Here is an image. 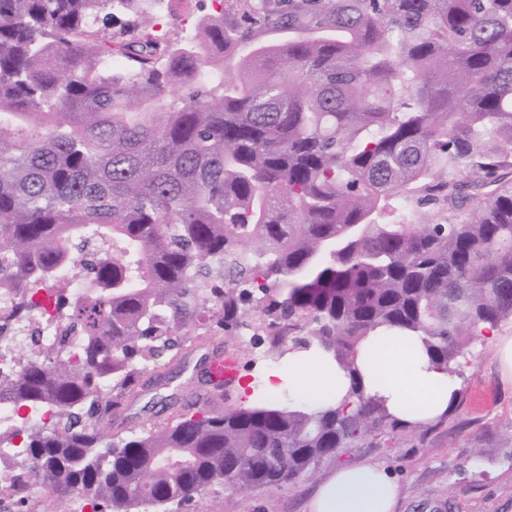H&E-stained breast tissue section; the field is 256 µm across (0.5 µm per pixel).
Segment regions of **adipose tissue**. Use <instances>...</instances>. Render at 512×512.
Returning a JSON list of instances; mask_svg holds the SVG:
<instances>
[{
    "label": "adipose tissue",
    "instance_id": "ef3b65f1",
    "mask_svg": "<svg viewBox=\"0 0 512 512\" xmlns=\"http://www.w3.org/2000/svg\"><path fill=\"white\" fill-rule=\"evenodd\" d=\"M357 364L367 393L381 400L404 423H427L448 414L460 390L456 376L431 363L422 340L398 329H384L360 345ZM274 391L286 386L296 399L317 405L339 402L349 379L337 360L313 348L292 351L282 368L264 374ZM400 498L397 477L374 462L336 469L316 489L308 512H396Z\"/></svg>",
    "mask_w": 512,
    "mask_h": 512
}]
</instances>
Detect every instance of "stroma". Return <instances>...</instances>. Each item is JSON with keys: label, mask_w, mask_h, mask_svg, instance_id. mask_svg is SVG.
I'll return each mask as SVG.
<instances>
[{"label": "stroma", "mask_w": 512, "mask_h": 512, "mask_svg": "<svg viewBox=\"0 0 512 512\" xmlns=\"http://www.w3.org/2000/svg\"><path fill=\"white\" fill-rule=\"evenodd\" d=\"M212 10L211 0H188L180 11L157 13L155 21L159 29L184 36ZM210 334L207 342L188 334L180 370L167 385L142 388L125 402L121 417L126 428L138 431L161 422L162 402L181 405L191 393L202 391L199 364L216 347L243 350L238 365L242 377L264 369V361L251 360L250 345L243 337L225 335L218 327ZM468 360L455 412L427 436L366 440L324 461L315 475L279 489L236 492L216 487L186 505V512H305L319 483L337 468L365 460L385 464L398 476L399 512H512V448L488 445L477 450L468 443L469 434L512 424V385L502 380L491 344L472 346Z\"/></svg>", "instance_id": "stroma-1"}]
</instances>
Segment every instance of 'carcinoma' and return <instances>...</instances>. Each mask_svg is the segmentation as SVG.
Returning a JSON list of instances; mask_svg holds the SVG:
<instances>
[{"mask_svg":"<svg viewBox=\"0 0 512 512\" xmlns=\"http://www.w3.org/2000/svg\"><path fill=\"white\" fill-rule=\"evenodd\" d=\"M155 2L0 0V326L36 350L0 375V445L91 512H180L429 433L365 392L361 342L407 330L459 377L512 322V0H222L175 39ZM215 317L273 362L332 353L347 396L123 427Z\"/></svg>","mask_w":512,"mask_h":512,"instance_id":"carcinoma-1","label":"carcinoma"}]
</instances>
